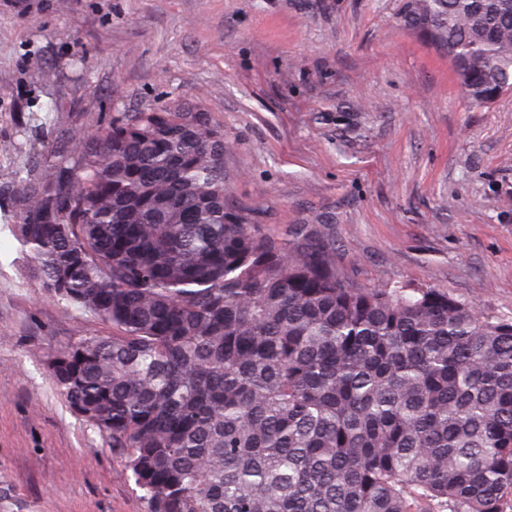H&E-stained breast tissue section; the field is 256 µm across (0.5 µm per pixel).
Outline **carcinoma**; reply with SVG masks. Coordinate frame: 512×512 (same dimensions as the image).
<instances>
[{
	"label": "carcinoma",
	"mask_w": 512,
	"mask_h": 512,
	"mask_svg": "<svg viewBox=\"0 0 512 512\" xmlns=\"http://www.w3.org/2000/svg\"><path fill=\"white\" fill-rule=\"evenodd\" d=\"M467 102L512 92V0H403ZM206 112L117 114L20 169L14 233L66 315L68 403L147 512H512V318L361 287L325 226L275 238L224 200Z\"/></svg>",
	"instance_id": "cac0c4a2"
}]
</instances>
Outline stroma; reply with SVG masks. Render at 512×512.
<instances>
[{
  "mask_svg": "<svg viewBox=\"0 0 512 512\" xmlns=\"http://www.w3.org/2000/svg\"><path fill=\"white\" fill-rule=\"evenodd\" d=\"M401 0H0V512H147L47 355L111 329L63 316L11 231L14 173L117 112H206L227 204L263 233L327 225L366 287L512 316V94L473 109ZM367 111H356L357 102Z\"/></svg>",
  "mask_w": 512,
  "mask_h": 512,
  "instance_id": "1",
  "label": "stroma"
}]
</instances>
